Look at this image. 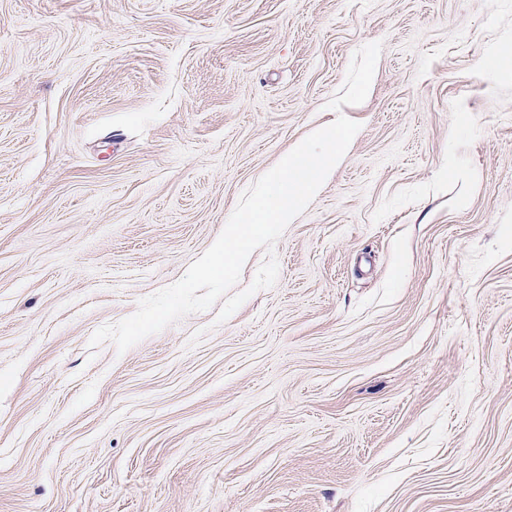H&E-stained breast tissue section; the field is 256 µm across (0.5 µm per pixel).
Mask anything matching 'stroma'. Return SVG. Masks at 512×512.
Instances as JSON below:
<instances>
[{
	"mask_svg": "<svg viewBox=\"0 0 512 512\" xmlns=\"http://www.w3.org/2000/svg\"><path fill=\"white\" fill-rule=\"evenodd\" d=\"M506 44L512 0H0V512H512ZM340 114L274 287L90 348Z\"/></svg>",
	"mask_w": 512,
	"mask_h": 512,
	"instance_id": "stroma-1",
	"label": "stroma"
}]
</instances>
